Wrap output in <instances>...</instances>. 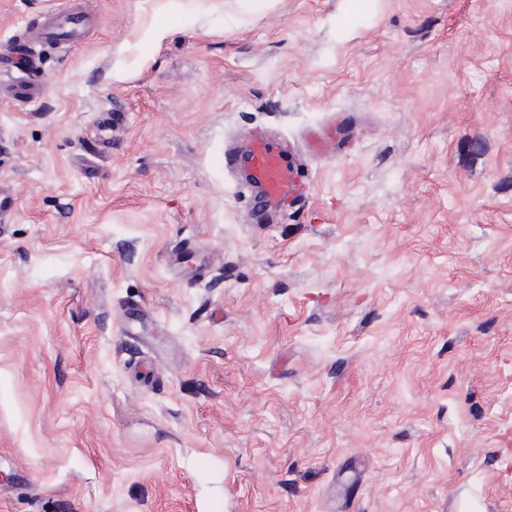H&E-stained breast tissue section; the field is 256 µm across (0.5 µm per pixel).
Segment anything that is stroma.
Wrapping results in <instances>:
<instances>
[{
    "instance_id": "stroma-1",
    "label": "stroma",
    "mask_w": 512,
    "mask_h": 512,
    "mask_svg": "<svg viewBox=\"0 0 512 512\" xmlns=\"http://www.w3.org/2000/svg\"><path fill=\"white\" fill-rule=\"evenodd\" d=\"M5 43L0 512H512V0H0ZM264 134L274 211L224 167ZM88 18L69 9L48 12L34 33L36 41H51L55 45H74L84 36ZM7 52V51H6ZM6 52L0 53V85L3 83L4 79H13V89L15 95H17L19 98L28 100V101H35L39 99L43 92L44 87L38 86L35 84H31L25 79L18 77L14 75L12 71L4 67V56ZM2 59V62H1ZM2 64V65H1ZM245 161L252 182L261 189L263 205L278 207L296 192L294 164L275 141L255 139L246 152Z\"/></svg>"
}]
</instances>
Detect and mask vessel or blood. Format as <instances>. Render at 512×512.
Here are the masks:
<instances>
[{"label":"vessel or blood","instance_id":"1","mask_svg":"<svg viewBox=\"0 0 512 512\" xmlns=\"http://www.w3.org/2000/svg\"><path fill=\"white\" fill-rule=\"evenodd\" d=\"M87 26L86 16L64 8L57 9L45 15L34 38L57 45H73L83 38ZM7 79L12 80L14 93L21 99L34 101L44 92L43 87L13 75L12 71L0 64V82ZM245 161L252 182L261 189L260 201L263 205L277 207L295 193L294 165L275 141L255 139L246 153Z\"/></svg>","mask_w":512,"mask_h":512}]
</instances>
